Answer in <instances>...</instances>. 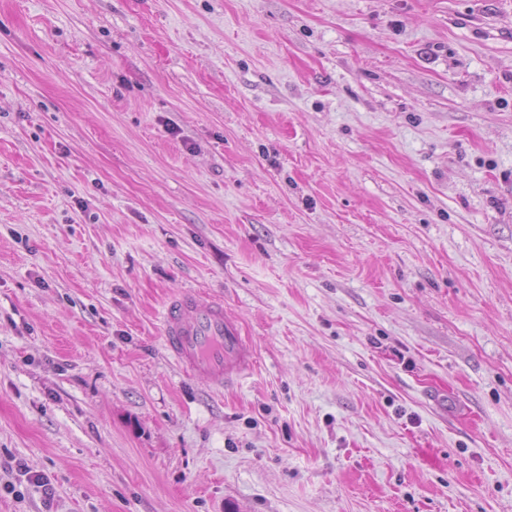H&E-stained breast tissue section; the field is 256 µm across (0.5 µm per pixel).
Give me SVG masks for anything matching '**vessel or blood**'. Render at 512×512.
Masks as SVG:
<instances>
[{
    "mask_svg": "<svg viewBox=\"0 0 512 512\" xmlns=\"http://www.w3.org/2000/svg\"><path fill=\"white\" fill-rule=\"evenodd\" d=\"M163 339L189 375L211 387L234 385L255 363V350L238 323L225 315L220 299L193 291L175 294L162 313Z\"/></svg>",
    "mask_w": 512,
    "mask_h": 512,
    "instance_id": "b4317fda",
    "label": "vessel or blood"
}]
</instances>
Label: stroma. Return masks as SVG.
Returning a JSON list of instances; mask_svg holds the SVG:
<instances>
[{"mask_svg":"<svg viewBox=\"0 0 512 512\" xmlns=\"http://www.w3.org/2000/svg\"><path fill=\"white\" fill-rule=\"evenodd\" d=\"M0 512H512V0H0ZM162 327L171 356L190 376L205 378L215 389L234 385L254 366L252 344L224 314L220 299L179 292L162 313Z\"/></svg>","mask_w":512,"mask_h":512,"instance_id":"35a3bbf8","label":"stroma"}]
</instances>
